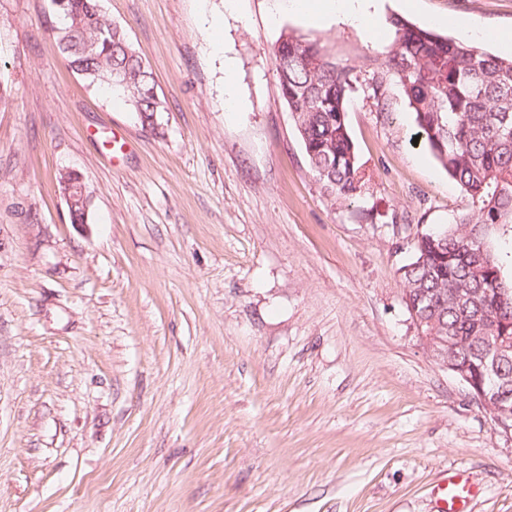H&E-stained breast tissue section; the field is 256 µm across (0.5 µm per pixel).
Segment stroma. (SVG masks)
<instances>
[{"label": "stroma", "mask_w": 512, "mask_h": 512, "mask_svg": "<svg viewBox=\"0 0 512 512\" xmlns=\"http://www.w3.org/2000/svg\"><path fill=\"white\" fill-rule=\"evenodd\" d=\"M288 2L100 0L154 75L155 133L67 67L51 0H0V512H442L450 472L468 512H512V438L428 356L397 273L467 200L412 142L400 87L381 105L365 87L391 38ZM385 18L493 29L483 49L512 57V0H386ZM285 31L355 69V199L310 170ZM74 179L80 180L86 189V197H87V201H88V211H87L86 221L88 223L89 217H90L91 195H90V192L88 191L84 181L82 180L81 175L75 171H65V172L61 173L59 176V184L61 186V189L64 190L65 184L70 183V184H68L67 188L63 191V194L67 201L68 207L72 211H75V209H76L77 212L80 213L78 218L81 220H85L84 212H82L81 208L79 207V206H82L83 203H85L84 188H83V186L74 187L73 183H71ZM69 215H70V212H69ZM70 221H71V223H75L76 220L72 219V217L70 215ZM87 223H75V224L83 225V224H87Z\"/></svg>", "instance_id": "obj_1"}]
</instances>
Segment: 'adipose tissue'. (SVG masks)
Returning <instances> with one entry per match:
<instances>
[{
    "label": "adipose tissue",
    "mask_w": 512,
    "mask_h": 512,
    "mask_svg": "<svg viewBox=\"0 0 512 512\" xmlns=\"http://www.w3.org/2000/svg\"><path fill=\"white\" fill-rule=\"evenodd\" d=\"M293 7L311 20L346 19L360 27L372 42L384 33L379 0H294Z\"/></svg>",
    "instance_id": "obj_1"
}]
</instances>
